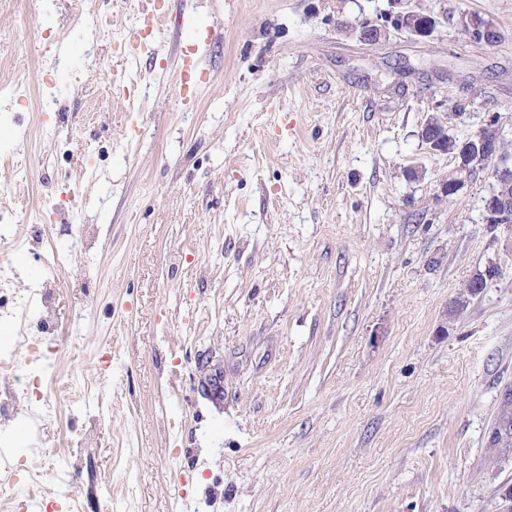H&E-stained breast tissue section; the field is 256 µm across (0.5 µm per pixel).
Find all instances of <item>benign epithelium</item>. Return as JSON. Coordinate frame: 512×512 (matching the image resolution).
Segmentation results:
<instances>
[{
	"instance_id": "7a95c632",
	"label": "benign epithelium",
	"mask_w": 512,
	"mask_h": 512,
	"mask_svg": "<svg viewBox=\"0 0 512 512\" xmlns=\"http://www.w3.org/2000/svg\"><path fill=\"white\" fill-rule=\"evenodd\" d=\"M397 21L399 30L416 38L430 36L436 26L433 16L428 13L404 10L391 15ZM465 31L476 39L491 44L497 39V32L476 16L463 21ZM420 142L427 149L450 153L453 147L448 144V113L440 112L430 115L418 132ZM473 159L471 164L457 165L448 175L440 180V194L435 200L440 202L457 195L471 180L478 169L492 166V191L486 203L488 220L499 224L512 223V149L505 148L504 142L495 127V120L489 119L486 127L479 130L468 141ZM481 292L479 284L470 281L456 298L449 310V317L455 318L466 308L470 298Z\"/></svg>"
}]
</instances>
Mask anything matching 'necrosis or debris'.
Returning <instances> with one entry per match:
<instances>
[{"mask_svg":"<svg viewBox=\"0 0 512 512\" xmlns=\"http://www.w3.org/2000/svg\"><path fill=\"white\" fill-rule=\"evenodd\" d=\"M0 243L28 252L43 268L45 275L20 283L12 269H0V318L7 324V344L0 348V383L8 388L0 396V421L25 422L29 428L27 445L42 447V436L57 420L61 405H89L88 386L70 380L56 382L46 367L57 349V326L50 311L46 283L68 264L75 253H88L82 234H73L69 243L36 237L20 240L10 224H0ZM40 322L44 335L31 333L33 322ZM24 482L38 489L44 473L28 468L22 455L10 445L0 446V486Z\"/></svg>","mask_w":512,"mask_h":512,"instance_id":"necrosis-or-debris-1","label":"necrosis or debris"}]
</instances>
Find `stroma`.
Returning <instances> with one entry per match:
<instances>
[{"instance_id": "obj_1", "label": "stroma", "mask_w": 512, "mask_h": 512, "mask_svg": "<svg viewBox=\"0 0 512 512\" xmlns=\"http://www.w3.org/2000/svg\"><path fill=\"white\" fill-rule=\"evenodd\" d=\"M163 3L136 72L121 43L149 0L0 10L21 33L0 42V212L94 235L52 284L53 368L94 398L44 436L83 512H500L512 224L484 220L486 170L435 205L457 161L417 133L444 101L457 139L491 119L512 139V0H408L436 30L376 43L390 0Z\"/></svg>"}]
</instances>
